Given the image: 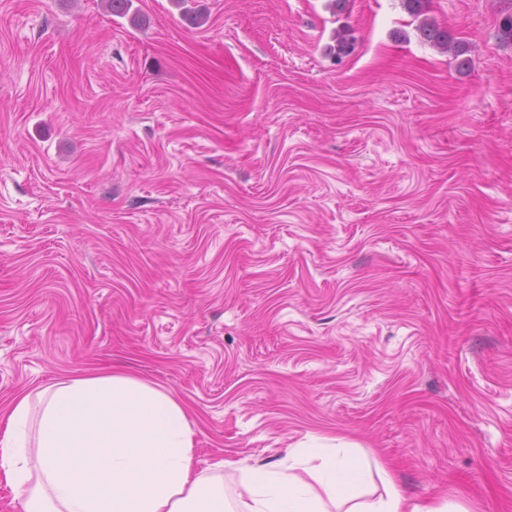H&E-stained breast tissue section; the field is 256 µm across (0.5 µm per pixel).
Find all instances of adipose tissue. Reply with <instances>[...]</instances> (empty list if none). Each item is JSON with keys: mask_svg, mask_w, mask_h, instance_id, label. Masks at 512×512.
<instances>
[{"mask_svg": "<svg viewBox=\"0 0 512 512\" xmlns=\"http://www.w3.org/2000/svg\"><path fill=\"white\" fill-rule=\"evenodd\" d=\"M0 417V481L23 512H468L410 502L383 468L373 489L368 462L328 437L282 462L198 468L187 407L127 373L72 375L16 395Z\"/></svg>", "mask_w": 512, "mask_h": 512, "instance_id": "adipose-tissue-1", "label": "adipose tissue"}]
</instances>
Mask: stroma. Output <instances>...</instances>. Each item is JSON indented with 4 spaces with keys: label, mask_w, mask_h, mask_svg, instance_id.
<instances>
[{
    "label": "stroma",
    "mask_w": 512,
    "mask_h": 512,
    "mask_svg": "<svg viewBox=\"0 0 512 512\" xmlns=\"http://www.w3.org/2000/svg\"><path fill=\"white\" fill-rule=\"evenodd\" d=\"M133 7L0 0V408L129 369L199 468L336 437L512 512V0ZM418 30L426 41L433 43L444 51L451 53L456 60L467 52L464 43L452 38L448 31L437 26L434 22L424 19Z\"/></svg>",
    "instance_id": "35a3bbf8"
}]
</instances>
